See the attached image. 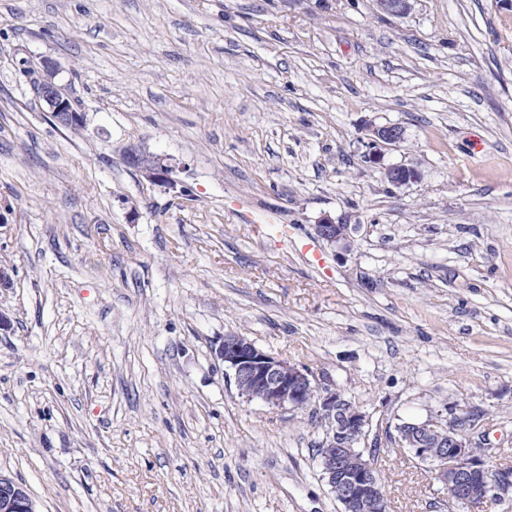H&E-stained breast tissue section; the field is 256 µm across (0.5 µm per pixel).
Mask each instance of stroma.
<instances>
[{
  "instance_id": "obj_1",
  "label": "stroma",
  "mask_w": 512,
  "mask_h": 512,
  "mask_svg": "<svg viewBox=\"0 0 512 512\" xmlns=\"http://www.w3.org/2000/svg\"><path fill=\"white\" fill-rule=\"evenodd\" d=\"M45 62L82 130L36 96ZM386 124L404 143L364 162ZM0 264V472L37 512H343L314 407L242 398L229 334L370 416L389 512H448L389 437L478 408L512 471V6L0 0ZM127 159L134 168L150 180L164 179L171 171L170 166L164 164L161 158L147 154L145 151L131 149ZM382 174L389 184L397 187L408 185L419 177L415 168L404 165L383 167ZM351 225L349 224H335L330 218H323L316 226V232L322 239L336 243L342 242L350 246L351 243Z\"/></svg>"
}]
</instances>
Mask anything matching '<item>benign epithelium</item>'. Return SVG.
Here are the masks:
<instances>
[{
    "mask_svg": "<svg viewBox=\"0 0 512 512\" xmlns=\"http://www.w3.org/2000/svg\"><path fill=\"white\" fill-rule=\"evenodd\" d=\"M383 13L403 17L412 12L418 0H374ZM34 91L57 123L69 128H84L85 113L74 108L73 101L55 81V69L44 65L33 81ZM405 140L398 125L369 129L364 161L378 164L383 150L399 147ZM128 162L151 180L163 179L170 166L162 159L132 149ZM383 178L393 186H405L418 179L413 167L382 168ZM322 239L345 245L351 243V225L323 218L316 225ZM218 358L224 362L239 394L259 400L271 408H303L308 393L316 392L315 405L325 431L320 458L322 478L339 495L344 512H387V500L374 459L359 448L369 431V417L347 401L336 389L321 381L312 371L257 347L243 336L226 335ZM483 419L471 409L438 411L423 421L397 425L393 447L401 455H410L433 466L434 479L451 492L448 505L469 510L489 499L501 500L512 490V472L491 469L485 456L471 453L476 439L483 438ZM0 512H36L34 504L20 486L0 473Z\"/></svg>",
    "mask_w": 512,
    "mask_h": 512,
    "instance_id": "7a95c632",
    "label": "benign epithelium"
}]
</instances>
